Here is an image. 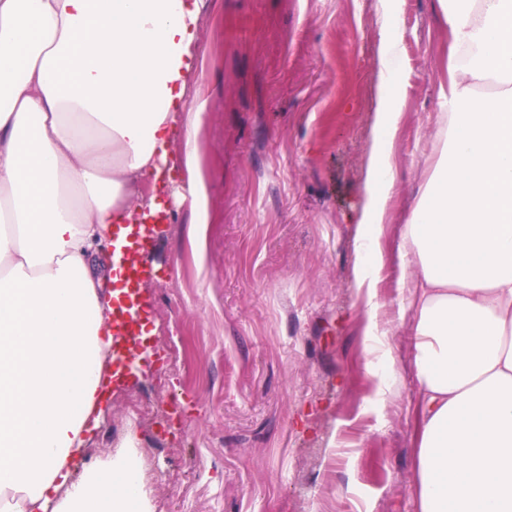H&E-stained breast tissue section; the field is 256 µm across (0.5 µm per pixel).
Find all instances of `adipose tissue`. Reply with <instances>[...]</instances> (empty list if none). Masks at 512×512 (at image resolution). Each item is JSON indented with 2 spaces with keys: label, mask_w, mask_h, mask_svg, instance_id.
I'll use <instances>...</instances> for the list:
<instances>
[{
  "label": "adipose tissue",
  "mask_w": 512,
  "mask_h": 512,
  "mask_svg": "<svg viewBox=\"0 0 512 512\" xmlns=\"http://www.w3.org/2000/svg\"><path fill=\"white\" fill-rule=\"evenodd\" d=\"M448 25L432 163L396 257L379 246L400 105L375 115L359 285L396 261L421 387L418 512H512V0H438ZM205 0H0V512H149L135 462L72 461L112 382V302L94 261L156 211L143 185L182 135L192 221H207L187 101ZM498 84L477 99L473 85Z\"/></svg>",
  "instance_id": "obj_1"
}]
</instances>
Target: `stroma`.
Instances as JSON below:
<instances>
[{
  "label": "stroma",
  "instance_id": "1",
  "mask_svg": "<svg viewBox=\"0 0 512 512\" xmlns=\"http://www.w3.org/2000/svg\"><path fill=\"white\" fill-rule=\"evenodd\" d=\"M402 40L381 88L382 32ZM189 101L209 221L188 176L145 184L169 220L144 261L162 364L113 389L75 469L133 440L151 512H416L417 409L400 271L378 279L394 368L365 370L358 220L382 94L402 108L381 248L396 254L433 152L448 26L438 0H210Z\"/></svg>",
  "mask_w": 512,
  "mask_h": 512
}]
</instances>
